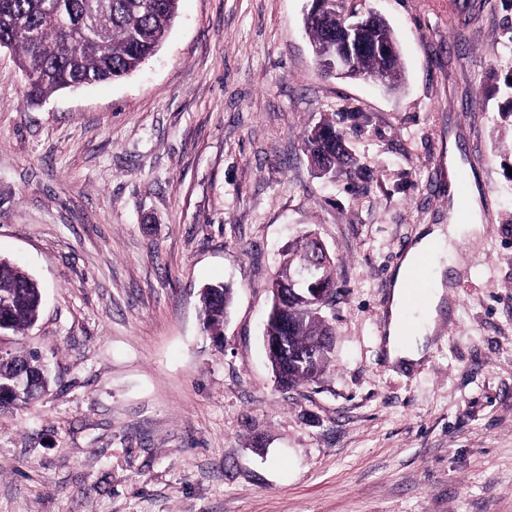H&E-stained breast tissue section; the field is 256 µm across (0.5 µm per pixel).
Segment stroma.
I'll return each mask as SVG.
<instances>
[{"label": "stroma", "instance_id": "35a3bbf8", "mask_svg": "<svg viewBox=\"0 0 512 512\" xmlns=\"http://www.w3.org/2000/svg\"><path fill=\"white\" fill-rule=\"evenodd\" d=\"M308 8L181 0L136 72L38 105L0 49V258L43 295L5 345L53 377L0 412V512H512V0H345L392 27V91L324 76ZM327 119L357 161L329 180L304 145ZM452 159L486 231L409 370L385 309L422 227L452 222ZM311 232L335 261L333 364L286 389L269 286ZM232 289L224 284L208 285L200 293V316L207 332L221 336L224 317L232 303Z\"/></svg>", "mask_w": 512, "mask_h": 512}]
</instances>
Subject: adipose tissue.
Here are the masks:
<instances>
[{
  "mask_svg": "<svg viewBox=\"0 0 512 512\" xmlns=\"http://www.w3.org/2000/svg\"><path fill=\"white\" fill-rule=\"evenodd\" d=\"M481 231L479 208L474 205L471 206L465 221L448 226L435 224L424 228L418 240L406 252L393 276L387 308L385 349L390 363L411 367L424 360L429 351L427 337L434 328L444 302V281L438 276L434 279L433 291L419 313L414 336L410 341H401V329L406 319L404 285L410 269L420 256L427 253L431 254L433 264H441L443 259L451 255L455 243L474 237Z\"/></svg>",
  "mask_w": 512,
  "mask_h": 512,
  "instance_id": "1",
  "label": "adipose tissue"
}]
</instances>
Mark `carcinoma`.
Masks as SVG:
<instances>
[{
	"label": "carcinoma",
	"mask_w": 512,
	"mask_h": 512,
	"mask_svg": "<svg viewBox=\"0 0 512 512\" xmlns=\"http://www.w3.org/2000/svg\"><path fill=\"white\" fill-rule=\"evenodd\" d=\"M180 0H0V42L17 57L26 81L27 96L39 101L52 93L85 84L120 80L153 55L164 40ZM344 0L333 5L327 29L308 27L313 47L323 55L336 52V38L328 31L346 24ZM370 36L392 49L386 75L397 81L399 56L391 28L381 22ZM378 59L370 52L355 55L352 69L367 76ZM305 146L321 164L320 175L330 176L355 159L345 145V133L327 120L317 134H308ZM310 251L308 238L290 244L278 277L288 280ZM204 329L221 335L224 317L232 303V289L208 285L200 293ZM42 289L27 271L0 259V335H18L38 321ZM281 317L288 336L286 354L277 358L287 386L316 380L331 363V348L323 339L333 329L318 303H306L294 294L282 302ZM51 379L36 351L9 350L0 355V410L28 404L44 393Z\"/></svg>",
	"instance_id": "cac0c4a2"
}]
</instances>
